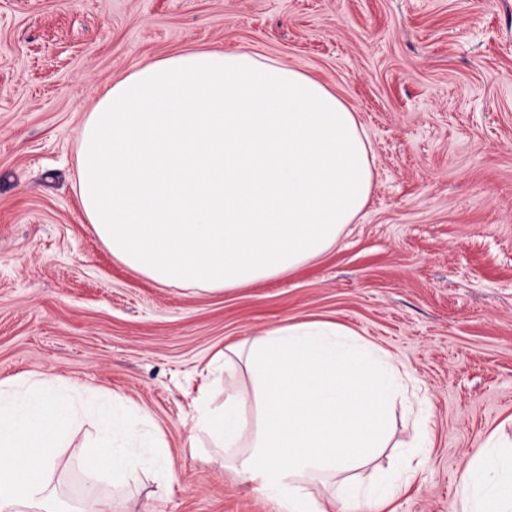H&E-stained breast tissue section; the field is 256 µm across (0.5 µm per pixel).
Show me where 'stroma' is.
Instances as JSON below:
<instances>
[{
	"mask_svg": "<svg viewBox=\"0 0 512 512\" xmlns=\"http://www.w3.org/2000/svg\"><path fill=\"white\" fill-rule=\"evenodd\" d=\"M244 49L302 70L357 112L368 206L284 278L224 292L135 273L86 224L81 128L141 63ZM389 353L431 440L393 512H448L491 433L512 439V0H0V380L40 374L147 411L176 478L100 492L144 512H279L197 429L226 345L303 320ZM417 430L395 409L375 467ZM85 433L58 449V512L83 494Z\"/></svg>",
	"mask_w": 512,
	"mask_h": 512,
	"instance_id": "obj_1",
	"label": "stroma"
}]
</instances>
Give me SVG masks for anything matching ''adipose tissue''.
Returning <instances> with one entry per match:
<instances>
[{
    "mask_svg": "<svg viewBox=\"0 0 512 512\" xmlns=\"http://www.w3.org/2000/svg\"><path fill=\"white\" fill-rule=\"evenodd\" d=\"M374 150L358 115L326 85L243 50L189 51L134 67L98 95L82 127L78 197L117 260L164 285L221 292L287 276L328 252L366 208ZM248 385H231L197 424L279 512L367 506L385 512L388 477L354 480L389 439L404 379L387 353L329 321L271 328L228 348ZM95 425L80 512H111L102 476H174L162 444L137 446L117 395ZM255 423L242 415L246 401ZM82 393L49 378L0 380V512H39L55 451L88 417ZM451 512H512V459L488 449Z\"/></svg>",
    "mask_w": 512,
    "mask_h": 512,
    "instance_id": "ef3b65f1",
    "label": "adipose tissue"
}]
</instances>
